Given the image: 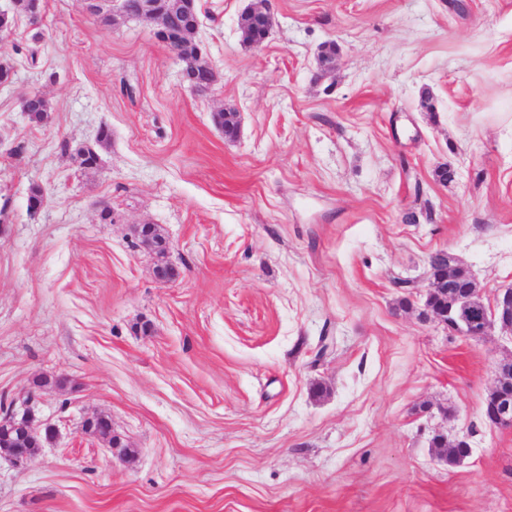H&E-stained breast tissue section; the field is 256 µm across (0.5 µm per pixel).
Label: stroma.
<instances>
[{
	"instance_id": "35a3bbf8",
	"label": "stroma",
	"mask_w": 512,
	"mask_h": 512,
	"mask_svg": "<svg viewBox=\"0 0 512 512\" xmlns=\"http://www.w3.org/2000/svg\"><path fill=\"white\" fill-rule=\"evenodd\" d=\"M250 3L196 0L199 95L152 23L86 0L0 39V404L59 381L31 404L53 442L0 459V512H512V427L481 410L512 337L419 319L437 250L512 287V0H269L259 48ZM438 432L470 456L438 460Z\"/></svg>"
}]
</instances>
